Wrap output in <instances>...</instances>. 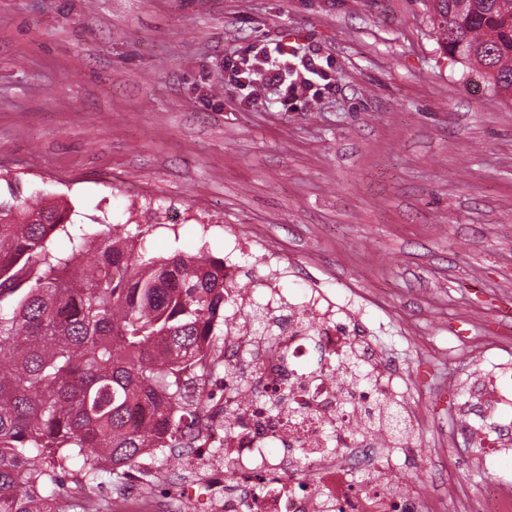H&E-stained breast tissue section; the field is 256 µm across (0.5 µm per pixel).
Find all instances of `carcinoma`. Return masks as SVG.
Segmentation results:
<instances>
[{
	"label": "carcinoma",
	"instance_id": "obj_1",
	"mask_svg": "<svg viewBox=\"0 0 512 512\" xmlns=\"http://www.w3.org/2000/svg\"><path fill=\"white\" fill-rule=\"evenodd\" d=\"M448 58L512 100V0H423ZM0 200V512H103L101 472L122 479L157 448H198L217 337L237 305L224 260L148 255L141 236L90 232L64 205ZM61 237V260L50 243ZM274 343L263 313L246 314ZM354 383L368 372L340 358ZM384 424L403 438L398 409ZM81 462L77 494L55 497L57 470Z\"/></svg>",
	"mask_w": 512,
	"mask_h": 512
}]
</instances>
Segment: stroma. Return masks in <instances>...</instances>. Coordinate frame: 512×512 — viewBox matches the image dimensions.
Here are the masks:
<instances>
[{
	"label": "stroma",
	"instance_id": "obj_1",
	"mask_svg": "<svg viewBox=\"0 0 512 512\" xmlns=\"http://www.w3.org/2000/svg\"><path fill=\"white\" fill-rule=\"evenodd\" d=\"M313 45L333 93L243 105L224 61ZM77 224L149 225L150 255L276 251L279 286L354 293L376 349L417 384L400 477L480 497L488 364L512 363V100L440 51L420 0H0V196ZM459 337L452 361L429 348ZM456 432L455 448L444 447Z\"/></svg>",
	"mask_w": 512,
	"mask_h": 512
}]
</instances>
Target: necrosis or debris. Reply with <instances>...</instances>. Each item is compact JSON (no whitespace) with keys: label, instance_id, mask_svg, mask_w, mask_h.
<instances>
[{"label":"necrosis or debris","instance_id":"1","mask_svg":"<svg viewBox=\"0 0 512 512\" xmlns=\"http://www.w3.org/2000/svg\"><path fill=\"white\" fill-rule=\"evenodd\" d=\"M240 250L239 239H231L224 279L236 281L248 267L264 270L260 306L277 344L250 335L242 317L225 322L224 360L244 364L250 379L225 383L214 402L233 422L231 430L209 432V445L223 449V460L209 461L196 487H173L172 501L190 505L203 494L214 512H445L447 496L396 481L397 444L376 427L387 403L398 405L406 424L416 414L398 374L359 335L352 302H336L318 288L285 295L268 273L276 253L251 249L246 266ZM318 343L332 353L319 364L311 358ZM348 348L369 370L365 387L342 378L336 357ZM498 442L475 461L488 475L484 500L458 497V512H512V484L496 470L500 454L512 451V437ZM277 445L285 453H274Z\"/></svg>","mask_w":512,"mask_h":512}]
</instances>
